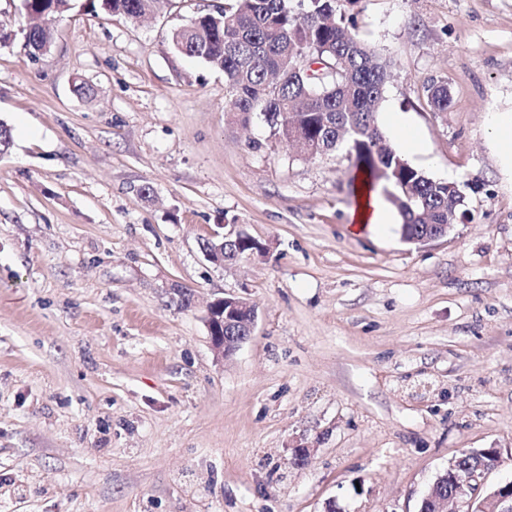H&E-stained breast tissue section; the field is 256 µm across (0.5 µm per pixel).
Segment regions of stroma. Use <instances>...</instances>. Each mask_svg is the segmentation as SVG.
I'll list each match as a JSON object with an SVG mask.
<instances>
[{
	"label": "stroma",
	"mask_w": 512,
	"mask_h": 512,
	"mask_svg": "<svg viewBox=\"0 0 512 512\" xmlns=\"http://www.w3.org/2000/svg\"><path fill=\"white\" fill-rule=\"evenodd\" d=\"M84 2L34 57L23 0H0V512H417L472 448L512 479V174L489 131L512 113V0L353 9L391 64L380 129L398 144L402 117L412 166L466 196L420 246L353 232L345 153L232 122L223 72L167 38L224 0L141 21ZM220 224L263 253L207 261ZM228 295L257 319L219 360L206 310Z\"/></svg>",
	"instance_id": "stroma-1"
}]
</instances>
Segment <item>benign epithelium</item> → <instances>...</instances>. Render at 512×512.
Masks as SVG:
<instances>
[{
  "label": "benign epithelium",
  "mask_w": 512,
  "mask_h": 512,
  "mask_svg": "<svg viewBox=\"0 0 512 512\" xmlns=\"http://www.w3.org/2000/svg\"><path fill=\"white\" fill-rule=\"evenodd\" d=\"M456 221L457 216L453 214L448 218V223L439 225L438 231L407 237L405 241L425 244L439 239L452 230ZM220 228L224 232L214 231L201 243L204 256L215 265L227 262L224 246L235 243L242 237V233L235 231L233 224H222ZM256 318L255 307L241 297L229 295L210 302L207 306L206 323L216 358L224 359L233 355L250 338ZM229 325L244 326L245 335H224V328ZM489 471L490 468L483 462L460 465L458 459L454 458L445 472L436 477L438 481L445 478L448 484L455 486L450 499H441L435 491L424 495V498L437 505L436 512H512V480L491 489L485 483Z\"/></svg>",
  "instance_id": "1"
}]
</instances>
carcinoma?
<instances>
[{"label":"carcinoma","instance_id":"cac0c4a2","mask_svg":"<svg viewBox=\"0 0 512 512\" xmlns=\"http://www.w3.org/2000/svg\"><path fill=\"white\" fill-rule=\"evenodd\" d=\"M159 0H87L94 14L136 19ZM360 0H224L213 12L170 31L180 53L224 72L226 111L242 126L263 115L271 135L294 146L336 144L355 173L389 190L408 235L448 223V197L466 200L459 188L411 166L385 138L377 112L390 78V64L359 37L352 14ZM73 0H24L21 31L34 47L50 45L53 21ZM435 112L451 102L447 84L426 87Z\"/></svg>","mask_w":512,"mask_h":512}]
</instances>
